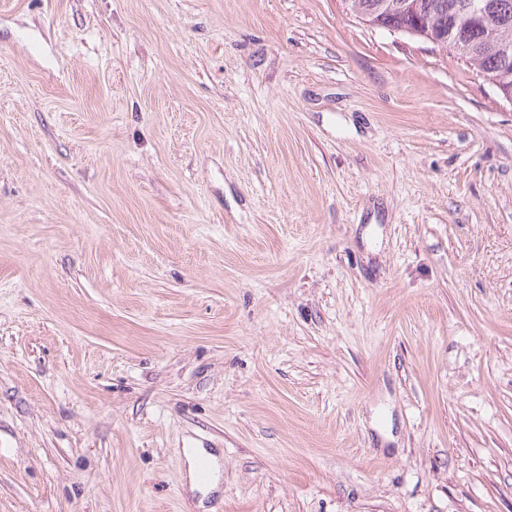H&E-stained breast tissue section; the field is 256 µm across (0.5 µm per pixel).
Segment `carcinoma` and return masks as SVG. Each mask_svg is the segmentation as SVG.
I'll list each match as a JSON object with an SVG mask.
<instances>
[{"label":"carcinoma","mask_w":512,"mask_h":512,"mask_svg":"<svg viewBox=\"0 0 512 512\" xmlns=\"http://www.w3.org/2000/svg\"><path fill=\"white\" fill-rule=\"evenodd\" d=\"M349 7L365 22L419 21L486 81L512 85V0H350Z\"/></svg>","instance_id":"cac0c4a2"}]
</instances>
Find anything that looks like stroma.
Returning a JSON list of instances; mask_svg holds the SVG:
<instances>
[{
	"instance_id": "35a3bbf8",
	"label": "stroma",
	"mask_w": 512,
	"mask_h": 512,
	"mask_svg": "<svg viewBox=\"0 0 512 512\" xmlns=\"http://www.w3.org/2000/svg\"><path fill=\"white\" fill-rule=\"evenodd\" d=\"M0 512H512V102L343 0H0Z\"/></svg>"
}]
</instances>
